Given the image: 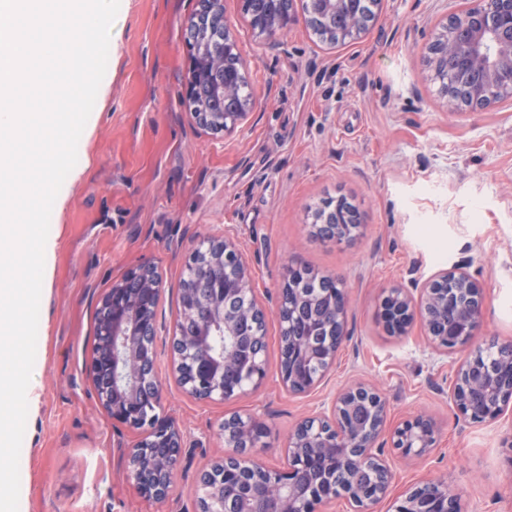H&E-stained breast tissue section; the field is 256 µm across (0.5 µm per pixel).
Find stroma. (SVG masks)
Wrapping results in <instances>:
<instances>
[{"instance_id": "stroma-1", "label": "stroma", "mask_w": 512, "mask_h": 512, "mask_svg": "<svg viewBox=\"0 0 512 512\" xmlns=\"http://www.w3.org/2000/svg\"><path fill=\"white\" fill-rule=\"evenodd\" d=\"M198 0H120L104 80L77 146L73 175L53 205L50 287L40 302L21 512H199L198 477L223 456L220 427L253 414L269 428L255 460L286 465L288 437L336 391L363 379L386 396L399 423L418 412L443 427L426 456L378 445L403 494L446 478L466 512H512V404L496 422L458 421L449 396L453 357L436 353L420 322L390 335L380 317L386 288L417 293L444 268H463L487 294L481 336L512 340V100L485 112L449 111L424 66L426 47L456 0H385L361 39L327 48L296 26L268 44L225 17L255 94L247 122L211 134L179 100L189 59L184 23ZM347 198L361 224L350 240L312 233V214ZM234 236L269 313L266 376L222 402L187 396L172 375L176 283L196 238ZM158 262L166 286L156 315L160 417L183 443L170 494H138L123 453L136 435L100 407L87 378L99 296L133 265ZM341 277L350 338L335 368L307 395L281 383L277 289L287 265Z\"/></svg>"}]
</instances>
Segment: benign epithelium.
<instances>
[{"label": "benign epithelium", "mask_w": 512, "mask_h": 512, "mask_svg": "<svg viewBox=\"0 0 512 512\" xmlns=\"http://www.w3.org/2000/svg\"><path fill=\"white\" fill-rule=\"evenodd\" d=\"M210 17L224 28V40L199 43L190 58L185 96L195 98L202 87L213 85L212 98L202 100L216 112H191V121L211 133L231 132L249 117L255 103L241 104L236 94V73L227 68L229 50L235 48L224 17V0H206ZM379 8L382 0H322L316 13L297 12L293 0H249V26L263 37L274 40L299 23H320V39L326 45L336 36L359 39L370 21L365 4ZM428 71L445 75L441 94L448 110L486 111L498 102L512 99V0H461L429 44ZM360 223L357 209L320 210L314 216L315 234L323 239H342L341 229ZM189 270L178 288L184 298L182 322L174 334V377L191 397L204 400H230L237 396L224 379L225 357H216L206 336L212 327L224 329L231 352L237 337L249 335V320L243 313L267 320V310L257 299L246 257L237 240L207 236L194 244ZM279 289L277 316L288 364L281 367L283 385L293 393H306L318 387L336 362V355L348 338L349 296L341 278L333 275L339 289L332 295L310 297L289 294L292 274ZM165 288L162 272L144 261L130 268L97 302L95 344L86 367L87 377L101 407L114 419L138 431L136 442L126 453V469L138 493L153 500L168 497L172 478L180 464L181 430L168 419L157 418L146 432L139 426L146 419V408L159 407L163 389L154 372L156 313ZM485 294L483 287L454 267L426 279L414 300L407 291L394 286L384 292L381 316L387 331L406 333L415 317H420L428 341L444 353H459L452 377L451 399L468 423L498 419L512 402V341L494 339L478 343ZM311 314L309 323H318L326 339L317 345L302 339L297 319ZM318 348V359L325 369L309 377L297 374V366ZM494 349L488 367L477 364V357ZM234 424L238 439L224 438V456L213 461L199 478L200 489L213 500L224 503L233 489L232 480L253 476L264 479L262 487L278 491L277 512H313L315 505L330 498H342L354 512H380L390 498L393 472L376 448L379 438L390 433L392 445L405 457L422 456L438 442L441 429L435 419L417 414L398 425H388V404L372 384L357 381L341 388L331 407L304 417L288 439V449L300 464L288 469L269 468L249 452L264 448L255 441L256 429L263 422L252 415H233L224 420L221 431ZM336 470V483L329 492L306 496L307 485L320 483L313 473L321 463ZM395 512H462L461 498L441 478L423 481L408 491Z\"/></svg>", "instance_id": "1"}]
</instances>
